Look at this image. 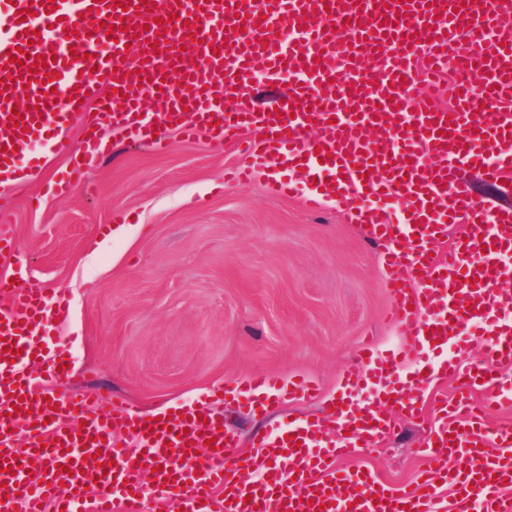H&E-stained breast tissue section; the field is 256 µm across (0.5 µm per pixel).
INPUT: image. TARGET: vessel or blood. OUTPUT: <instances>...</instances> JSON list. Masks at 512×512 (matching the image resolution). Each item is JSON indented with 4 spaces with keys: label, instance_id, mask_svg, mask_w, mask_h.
<instances>
[{
    "label": "vessel or blood",
    "instance_id": "obj_1",
    "mask_svg": "<svg viewBox=\"0 0 512 512\" xmlns=\"http://www.w3.org/2000/svg\"><path fill=\"white\" fill-rule=\"evenodd\" d=\"M501 0H8L0 9V186L20 188L32 164L70 152L47 190L68 193L103 153L106 128L163 151L158 127L220 147L244 144L242 177L275 166L279 193L309 187L308 208L349 199L355 223L387 245L389 319L404 342L394 357H367L377 381L360 398L358 372L344 376L348 404L321 419L276 424L243 455L222 417L196 406L144 416L130 403L71 392L46 396L25 364L63 374L57 349L69 318L64 293L0 277V512H512V430L490 431L464 402L439 400L437 423L413 487L389 486L343 467L356 449L393 432L394 412L419 417L415 392L431 377H468L485 403L512 402V212L487 210L463 180L477 169L512 177V30ZM142 53L129 63L125 47ZM374 64L359 67V57ZM453 68L454 102L440 107L413 86ZM288 84L270 110L250 103L256 75ZM111 87L112 95L101 92ZM28 105H19L20 95ZM151 110H144L143 101ZM85 128L67 138L73 116ZM401 205L391 223L370 198ZM461 236L448 242V227ZM473 336L479 366L432 360ZM416 366L397 379L399 362ZM253 408L310 398L306 379L249 378ZM80 427H72L73 417ZM125 431L121 445L112 432ZM45 462L29 478L31 460ZM456 467H449V460ZM152 472L150 484L141 476Z\"/></svg>",
    "mask_w": 512,
    "mask_h": 512
}]
</instances>
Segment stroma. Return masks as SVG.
Instances as JSON below:
<instances>
[{"label":"stroma","instance_id":"obj_1","mask_svg":"<svg viewBox=\"0 0 512 512\" xmlns=\"http://www.w3.org/2000/svg\"><path fill=\"white\" fill-rule=\"evenodd\" d=\"M107 144L86 187L68 196L46 193L65 155L34 169L23 193L0 190V218L15 227L12 269L71 299L73 346L59 389L112 393L158 414L224 386L211 408L238 427L245 451L276 421L316 418L323 402L339 400L364 344L381 356L397 351L384 247L345 201L308 210L301 195L277 194L268 170L229 181L248 162L233 142L217 150L173 133L157 152L112 130ZM116 210L133 227L127 238L99 232ZM255 374L302 376L321 394L289 401L274 420L231 390ZM457 390L435 378L417 421L396 416L389 439L344 466L414 486L433 402Z\"/></svg>","mask_w":512,"mask_h":512}]
</instances>
